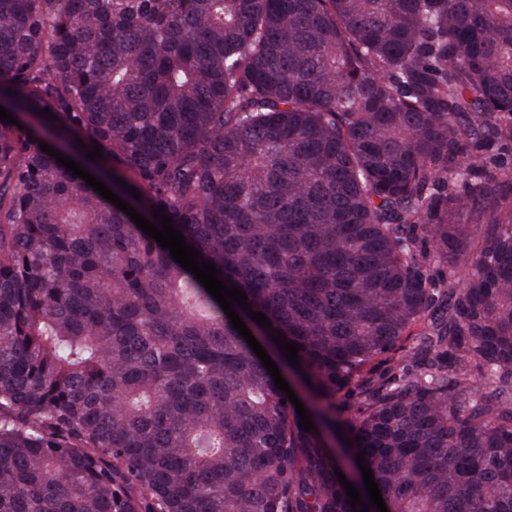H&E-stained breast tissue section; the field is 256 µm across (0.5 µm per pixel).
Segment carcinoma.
<instances>
[{
	"mask_svg": "<svg viewBox=\"0 0 512 512\" xmlns=\"http://www.w3.org/2000/svg\"><path fill=\"white\" fill-rule=\"evenodd\" d=\"M0 105V512H512V0H0Z\"/></svg>",
	"mask_w": 512,
	"mask_h": 512,
	"instance_id": "carcinoma-1",
	"label": "carcinoma"
}]
</instances>
